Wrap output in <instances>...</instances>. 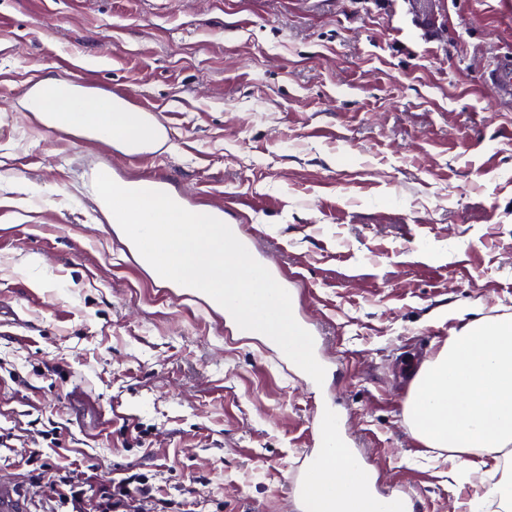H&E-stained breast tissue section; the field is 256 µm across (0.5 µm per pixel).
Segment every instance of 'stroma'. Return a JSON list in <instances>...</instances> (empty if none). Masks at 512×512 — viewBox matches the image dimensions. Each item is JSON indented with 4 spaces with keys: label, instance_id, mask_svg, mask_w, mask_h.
<instances>
[{
    "label": "stroma",
    "instance_id": "35a3bbf8",
    "mask_svg": "<svg viewBox=\"0 0 512 512\" xmlns=\"http://www.w3.org/2000/svg\"><path fill=\"white\" fill-rule=\"evenodd\" d=\"M505 51L512 0H0V483L55 512L60 474L94 512L132 470L170 512H287L332 401L421 512L512 475V453L455 472L425 447L404 368L472 311L512 314V84L483 80ZM56 78L153 107L163 145L142 165L55 132L24 103ZM105 165L199 209L246 195L322 332V388L139 267L92 190Z\"/></svg>",
    "mask_w": 512,
    "mask_h": 512
}]
</instances>
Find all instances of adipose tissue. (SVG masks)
<instances>
[{"instance_id": "adipose-tissue-1", "label": "adipose tissue", "mask_w": 512, "mask_h": 512, "mask_svg": "<svg viewBox=\"0 0 512 512\" xmlns=\"http://www.w3.org/2000/svg\"><path fill=\"white\" fill-rule=\"evenodd\" d=\"M35 106L55 123L76 121L104 129L113 139L141 132L139 113L94 97L78 99L58 80L40 82ZM415 435L426 447L448 449L458 466L462 455L478 452L495 460L512 447V314L478 316L452 331L444 348L416 373L406 405ZM317 492L308 512H368L363 505L365 475L343 449L313 473Z\"/></svg>"}]
</instances>
